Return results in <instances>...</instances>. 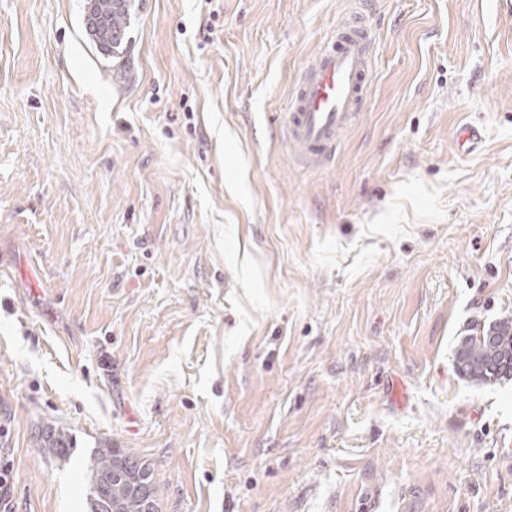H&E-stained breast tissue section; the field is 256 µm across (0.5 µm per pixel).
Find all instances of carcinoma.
<instances>
[{"label":"carcinoma","instance_id":"carcinoma-1","mask_svg":"<svg viewBox=\"0 0 512 512\" xmlns=\"http://www.w3.org/2000/svg\"><path fill=\"white\" fill-rule=\"evenodd\" d=\"M133 9L131 0H91L88 10L89 36L107 57L118 53L126 40ZM459 373L477 384L512 379V319L500 320L481 334L463 339L456 351ZM48 451L59 457L70 455L68 434L60 431L48 443ZM87 512H158V487L151 465L120 448L96 449L87 469ZM145 487L147 500L135 485Z\"/></svg>","mask_w":512,"mask_h":512}]
</instances>
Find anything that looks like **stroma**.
Here are the masks:
<instances>
[{
  "mask_svg": "<svg viewBox=\"0 0 512 512\" xmlns=\"http://www.w3.org/2000/svg\"><path fill=\"white\" fill-rule=\"evenodd\" d=\"M498 2L134 0L108 58L86 0H0L7 512H85L106 444L159 512H512V380L455 365L512 318ZM357 11L370 90L309 167L274 117Z\"/></svg>",
  "mask_w": 512,
  "mask_h": 512,
  "instance_id": "obj_1",
  "label": "stroma"
}]
</instances>
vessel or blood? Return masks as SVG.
<instances>
[{"mask_svg":"<svg viewBox=\"0 0 512 512\" xmlns=\"http://www.w3.org/2000/svg\"><path fill=\"white\" fill-rule=\"evenodd\" d=\"M373 33L361 17L338 24L299 75L280 116L303 161H331L340 133L356 120L369 92Z\"/></svg>","mask_w":512,"mask_h":512,"instance_id":"obj_1","label":"vessel or blood"}]
</instances>
